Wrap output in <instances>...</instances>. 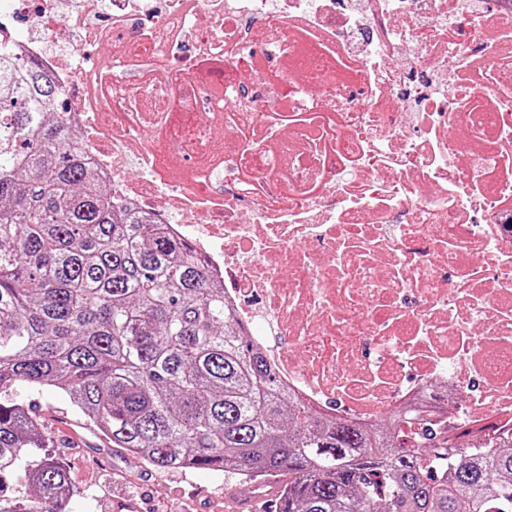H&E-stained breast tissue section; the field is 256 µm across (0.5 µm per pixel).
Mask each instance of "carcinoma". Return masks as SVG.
<instances>
[{"instance_id": "carcinoma-1", "label": "carcinoma", "mask_w": 512, "mask_h": 512, "mask_svg": "<svg viewBox=\"0 0 512 512\" xmlns=\"http://www.w3.org/2000/svg\"><path fill=\"white\" fill-rule=\"evenodd\" d=\"M62 88L0 49V512H65L66 469L13 386L63 392L158 470L288 474L276 512H512V436L450 447L395 410L364 424L285 393L182 239L112 204Z\"/></svg>"}]
</instances>
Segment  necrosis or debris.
Wrapping results in <instances>:
<instances>
[{
	"label": "necrosis or debris",
	"mask_w": 512,
	"mask_h": 512,
	"mask_svg": "<svg viewBox=\"0 0 512 512\" xmlns=\"http://www.w3.org/2000/svg\"><path fill=\"white\" fill-rule=\"evenodd\" d=\"M0 46L285 390L512 434V0H0Z\"/></svg>",
	"instance_id": "1"
}]
</instances>
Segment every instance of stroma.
<instances>
[{
	"label": "stroma",
	"instance_id": "stroma-1",
	"mask_svg": "<svg viewBox=\"0 0 512 512\" xmlns=\"http://www.w3.org/2000/svg\"><path fill=\"white\" fill-rule=\"evenodd\" d=\"M10 396L30 411L49 440V455L66 467L77 490L71 512H234L241 502L253 503L256 512L274 510L258 484L239 474L155 470L108 450L52 387L21 384Z\"/></svg>",
	"mask_w": 512,
	"mask_h": 512
}]
</instances>
